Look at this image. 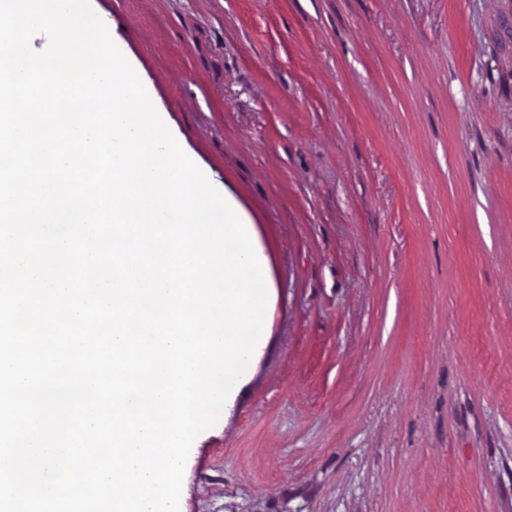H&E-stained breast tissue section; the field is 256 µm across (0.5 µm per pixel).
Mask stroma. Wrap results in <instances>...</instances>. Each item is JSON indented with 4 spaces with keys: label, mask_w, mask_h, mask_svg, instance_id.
<instances>
[{
    "label": "stroma",
    "mask_w": 512,
    "mask_h": 512,
    "mask_svg": "<svg viewBox=\"0 0 512 512\" xmlns=\"http://www.w3.org/2000/svg\"><path fill=\"white\" fill-rule=\"evenodd\" d=\"M90 2L266 273L180 512H512V0Z\"/></svg>",
    "instance_id": "35a3bbf8"
}]
</instances>
